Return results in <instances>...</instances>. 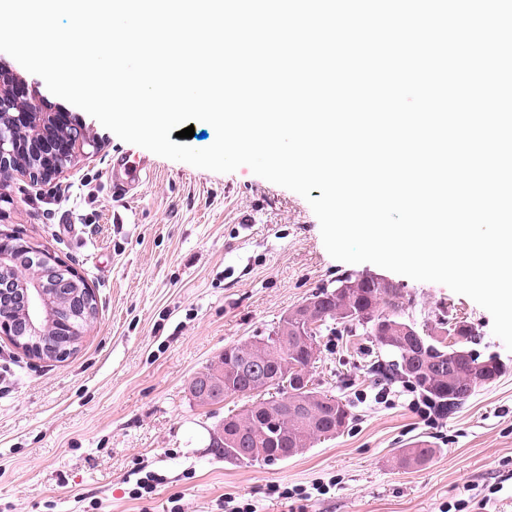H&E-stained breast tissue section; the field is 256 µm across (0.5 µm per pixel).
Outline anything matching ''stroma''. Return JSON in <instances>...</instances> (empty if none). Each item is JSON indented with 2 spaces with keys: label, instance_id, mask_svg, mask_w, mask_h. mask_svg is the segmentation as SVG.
<instances>
[{
  "label": "stroma",
  "instance_id": "35a3bbf8",
  "mask_svg": "<svg viewBox=\"0 0 512 512\" xmlns=\"http://www.w3.org/2000/svg\"><path fill=\"white\" fill-rule=\"evenodd\" d=\"M71 110L93 143L50 180L0 181V230L82 275L98 310L61 360L0 335V512H224L228 496L256 512H512V352L487 310L439 283L333 259L308 198L245 166L217 173L154 156L151 180L114 221L107 174L128 144ZM345 273L399 284L417 322L471 326L473 350L495 356L502 375L429 426L408 382L384 370L388 353L339 326L321 336L312 377L349 404L344 432L271 465L225 462L212 440L243 400L200 404L193 377ZM418 441L434 457L399 466ZM149 472L155 491L131 497ZM320 481L330 491L309 501L275 493Z\"/></svg>",
  "mask_w": 512,
  "mask_h": 512
}]
</instances>
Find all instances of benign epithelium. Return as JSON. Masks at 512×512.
<instances>
[{"mask_svg":"<svg viewBox=\"0 0 512 512\" xmlns=\"http://www.w3.org/2000/svg\"><path fill=\"white\" fill-rule=\"evenodd\" d=\"M22 79L0 72V176L17 173L32 180H47L63 172L71 161L74 149L91 141V132L77 121L65 128L58 124L57 114L48 111L33 89L26 97H19L16 86ZM37 271L32 272L16 264L12 256L9 234L0 233V311L19 306L23 322L22 336H31L34 342L20 343L15 333L16 321L0 316V334L10 337L21 349H35L57 359L71 352L66 336L77 333L75 321L91 325L95 315L94 292L84 278L73 270L61 268V263L46 251H34ZM330 299L314 297L295 307L294 327L285 334H271L249 341L241 351L229 352L225 358L235 365V370L258 392L277 382L279 377L288 379V389L265 405L266 414L258 423L261 428L278 429V419L302 416L311 411L310 404L298 394L314 388L309 370L296 364L282 365L270 373L258 364L254 354L275 352L282 348L300 351L309 363H314L320 353V344L304 330V323L328 307ZM454 357L468 369L467 391L491 382V376L482 364L473 362L471 352L460 349ZM224 373L220 366L212 372L199 373L193 379L190 392L202 402L208 401L210 375Z\"/></svg>","mask_w":512,"mask_h":512,"instance_id":"benign-epithelium-1","label":"benign epithelium"}]
</instances>
